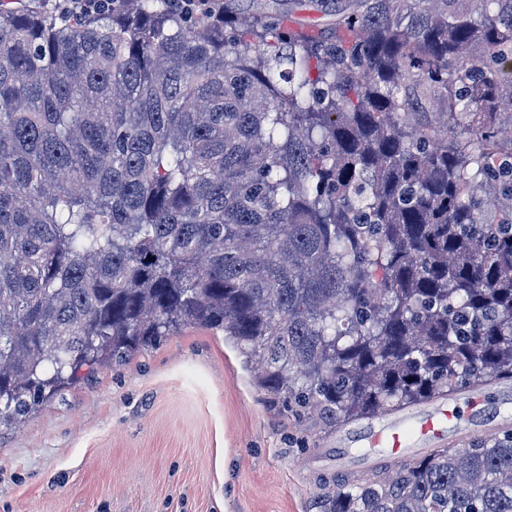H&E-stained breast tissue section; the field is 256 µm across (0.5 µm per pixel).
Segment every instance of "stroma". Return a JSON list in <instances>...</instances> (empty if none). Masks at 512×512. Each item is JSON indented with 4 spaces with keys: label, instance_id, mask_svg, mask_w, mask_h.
<instances>
[{
    "label": "stroma",
    "instance_id": "obj_1",
    "mask_svg": "<svg viewBox=\"0 0 512 512\" xmlns=\"http://www.w3.org/2000/svg\"><path fill=\"white\" fill-rule=\"evenodd\" d=\"M367 425L296 420L232 340L188 326L0 427V512H314L338 454L365 470Z\"/></svg>",
    "mask_w": 512,
    "mask_h": 512
}]
</instances>
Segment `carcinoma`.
<instances>
[{"label":"carcinoma","mask_w":512,"mask_h":512,"mask_svg":"<svg viewBox=\"0 0 512 512\" xmlns=\"http://www.w3.org/2000/svg\"><path fill=\"white\" fill-rule=\"evenodd\" d=\"M504 114L512 0H0V427L186 326L331 427L512 381ZM313 507L512 512V428ZM297 2L292 5L291 15L293 20L304 27L317 26L318 27H330V23L334 20L333 16L325 15L326 12L333 11L336 7L335 2H327L325 6L321 7L320 2ZM317 27V28H318Z\"/></svg>","instance_id":"obj_1"}]
</instances>
